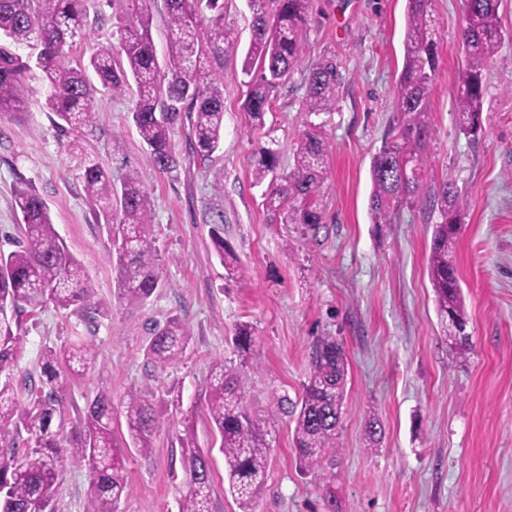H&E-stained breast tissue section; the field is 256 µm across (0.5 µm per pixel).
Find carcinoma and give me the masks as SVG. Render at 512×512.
<instances>
[{
	"label": "carcinoma",
	"mask_w": 512,
	"mask_h": 512,
	"mask_svg": "<svg viewBox=\"0 0 512 512\" xmlns=\"http://www.w3.org/2000/svg\"><path fill=\"white\" fill-rule=\"evenodd\" d=\"M310 5L311 0H248L252 38L241 67V74L249 78L244 110L259 125L275 92L303 57ZM163 6L168 28L165 63L158 61L149 18L141 15L137 27L118 28L117 46L102 47L81 64L74 62L70 51L87 36L85 0H0V112L20 106L27 74L39 69L48 87L45 106L58 119L61 133L75 135L67 149L77 162L96 221L105 225L113 243L108 258L116 270L117 298L134 304L146 303L159 287L148 192L134 173L115 184L112 172L86 151L76 135L95 123L99 89L121 95L133 83L132 121L158 171L171 174L180 167L173 138L186 119L194 153L203 161L211 159L224 140L222 61L239 46L238 34L224 24L222 0H163ZM499 6L500 0H463L459 36L465 63L455 100L459 131L468 137L481 130L488 65L502 40ZM22 46L36 47V57L22 58L18 53ZM437 61L430 0H407L405 62L394 88L398 140L383 145L371 160L369 208L375 224L391 223L396 207L424 194L423 152L431 136L427 114ZM339 81L335 58L309 66L308 116L319 118L334 111ZM325 125L324 120H309L298 131L288 172L278 173L281 148L274 138L259 148L253 164L254 183L269 182L267 207L280 223L297 224L305 235L323 224L318 196L327 178ZM14 209L20 214L22 237L15 240V249L0 250V512H54L56 464L62 452L91 476L84 512H118L128 494V477L122 445L112 427V395L101 391L87 402L71 435L64 437L51 428L74 381L95 368L92 347L74 341L62 350L44 348L39 385L30 389L24 403L9 377L22 344L13 330L15 314L51 304L59 310L80 311L92 326L100 314L93 283L66 249L46 201L32 185L16 189ZM434 211L438 221L433 225L429 277L443 325L451 329L452 344L462 352L467 345L463 337L467 317L451 254L461 231L464 204L447 179L429 196V212ZM206 223L227 278L242 276L227 264L233 252L224 244V212H211ZM190 340L185 323L172 316L149 329L144 355L154 369L164 371L183 358ZM253 342V327L239 325L232 339L238 356L244 357ZM348 372V360L336 337H316L301 396L292 404L293 445L304 467L318 464L336 447ZM208 413L220 436L228 491L241 512H254L266 478L269 446L246 407L243 365L224 357L212 362ZM124 414L133 447L141 451L152 447L154 391L129 392ZM190 436L188 432L180 438L187 490L179 512H211L210 468Z\"/></svg>",
	"instance_id": "obj_1"
}]
</instances>
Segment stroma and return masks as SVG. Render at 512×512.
Listing matches in <instances>:
<instances>
[{"instance_id": "stroma-1", "label": "stroma", "mask_w": 512, "mask_h": 512, "mask_svg": "<svg viewBox=\"0 0 512 512\" xmlns=\"http://www.w3.org/2000/svg\"><path fill=\"white\" fill-rule=\"evenodd\" d=\"M88 37L71 55L87 61L113 41L125 0H87ZM406 0H312L304 56L277 90L263 126H250L240 75L252 37L247 0H224V22L240 53L224 58V141L211 161L189 152L177 130V172H158L131 121L134 92L97 97L96 125L82 142L113 178L137 173L151 203L159 286L145 304L118 301L108 261L111 242L94 220L79 170L44 107L40 71L29 78L27 103L0 112V249L17 238L14 190L29 182L46 200L55 228L92 280L102 305L95 326L67 310L24 311L23 341L13 368L19 397L40 374L44 347L80 340L98 353L97 367L76 380L61 420L72 428L99 391L112 396L116 435L127 433L128 392L152 389L157 428L149 451L129 449V494L119 512H179L186 491L179 438L194 422L208 453L212 512H240L226 490L224 456L209 425L213 360L232 352L240 323L255 329L246 368V403L269 444L266 482L255 512H512V0H502V42L487 77L482 131L459 134L455 94L464 51L460 0H431L439 60L430 91L431 137L422 171L426 188L456 184L464 223L453 255L469 318V348L448 345L428 277L432 221L421 203L402 206L390 223H372L371 159L395 141L394 87L403 67ZM335 55L341 73L319 202L317 236L281 223L254 184L253 155L269 138L293 165L294 138L306 120L304 75ZM224 211V238L244 276L224 277L203 222ZM179 317L191 341L177 365L154 371L143 356L150 324ZM331 335L350 365L336 448L316 466L300 467L292 445L294 418L279 405L298 399L316 337ZM382 426L378 442L368 418ZM55 512H83L89 477L58 462Z\"/></svg>"}]
</instances>
